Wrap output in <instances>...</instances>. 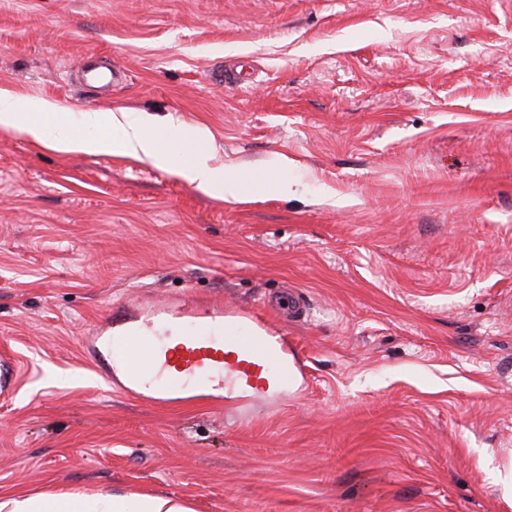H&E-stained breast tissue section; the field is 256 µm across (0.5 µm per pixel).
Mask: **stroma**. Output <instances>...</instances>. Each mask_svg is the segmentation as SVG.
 Instances as JSON below:
<instances>
[{
  "instance_id": "stroma-1",
  "label": "stroma",
  "mask_w": 512,
  "mask_h": 512,
  "mask_svg": "<svg viewBox=\"0 0 512 512\" xmlns=\"http://www.w3.org/2000/svg\"><path fill=\"white\" fill-rule=\"evenodd\" d=\"M0 92L175 114L217 167L288 161L287 191L224 202L0 129V497L512 512V0H0ZM289 290L306 368L281 399L152 407L82 353L113 312ZM19 366L17 361L7 353L0 354V397H12L18 386Z\"/></svg>"
}]
</instances>
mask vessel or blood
<instances>
[{"instance_id":"vessel-or-blood-1","label":"vessel or blood","mask_w":512,"mask_h":512,"mask_svg":"<svg viewBox=\"0 0 512 512\" xmlns=\"http://www.w3.org/2000/svg\"><path fill=\"white\" fill-rule=\"evenodd\" d=\"M169 324L185 330L170 346L155 340L147 315H120L86 337L84 349L95 373L109 385L150 404H191L223 401L225 382L237 393L264 396L282 392V378L297 362L296 347L287 333L251 310L209 313L186 306L171 315ZM279 362V378L266 367ZM19 366L9 354H0V397H12L18 386Z\"/></svg>"}]
</instances>
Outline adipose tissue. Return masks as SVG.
I'll return each instance as SVG.
<instances>
[{
  "label": "adipose tissue",
  "instance_id": "1",
  "mask_svg": "<svg viewBox=\"0 0 512 512\" xmlns=\"http://www.w3.org/2000/svg\"><path fill=\"white\" fill-rule=\"evenodd\" d=\"M0 128L17 129L64 153L113 155L145 160L200 192L238 201L244 192L270 186L271 172L244 174L213 166L206 148L209 132L185 125L178 116L155 117L119 109L73 113L57 103H31L0 94ZM0 512H192L168 496L45 493L0 499Z\"/></svg>",
  "mask_w": 512,
  "mask_h": 512
}]
</instances>
